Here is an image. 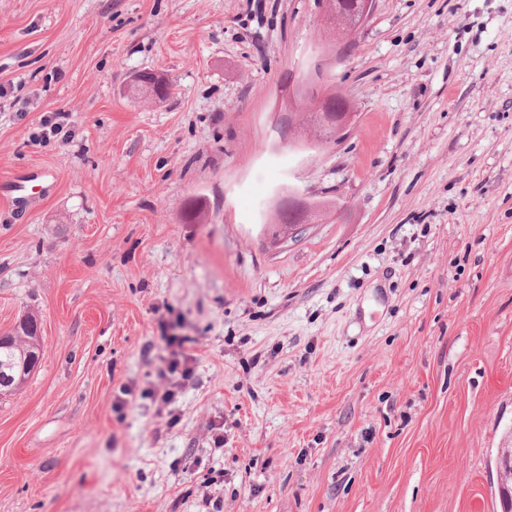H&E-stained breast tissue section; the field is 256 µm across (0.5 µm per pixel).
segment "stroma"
Segmentation results:
<instances>
[{
    "label": "stroma",
    "instance_id": "obj_1",
    "mask_svg": "<svg viewBox=\"0 0 512 512\" xmlns=\"http://www.w3.org/2000/svg\"><path fill=\"white\" fill-rule=\"evenodd\" d=\"M321 14L0 0V179L51 185L0 186V333L31 314L42 345L0 398V512H499L512 0H375L326 83L353 129L271 149ZM287 181L330 213L269 224Z\"/></svg>",
    "mask_w": 512,
    "mask_h": 512
}]
</instances>
